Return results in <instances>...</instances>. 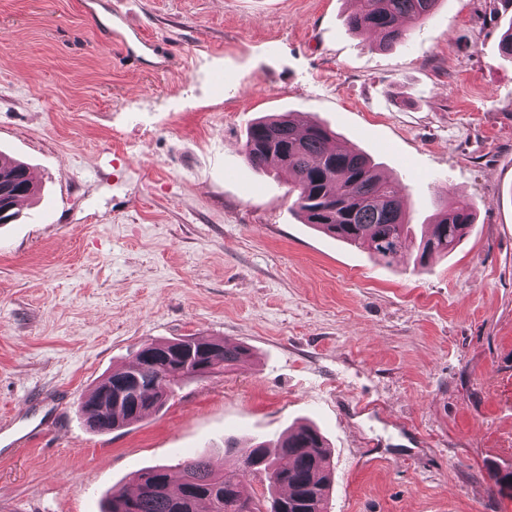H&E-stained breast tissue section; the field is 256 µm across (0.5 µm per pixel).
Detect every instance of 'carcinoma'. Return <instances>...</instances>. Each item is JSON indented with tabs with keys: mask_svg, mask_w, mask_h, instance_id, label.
Wrapping results in <instances>:
<instances>
[{
	"mask_svg": "<svg viewBox=\"0 0 512 512\" xmlns=\"http://www.w3.org/2000/svg\"><path fill=\"white\" fill-rule=\"evenodd\" d=\"M439 0H358L347 26L359 36H375L391 47L406 38L402 22L421 23ZM245 161L253 168L284 175L297 191L295 205L304 223L351 246L367 250L376 263L390 267L414 244L413 264L423 267L434 254L446 255L470 232L473 203L450 197L430 231L415 237L404 210L402 185L380 173L364 153L336 143L317 122L303 123L292 112L256 119L247 130ZM36 192L27 165L0 154V224L9 223L16 206ZM155 356L147 365L144 357ZM137 361L112 370L82 397L79 408L87 426L110 432L160 410L188 380L222 373L249 360L251 352L209 336L148 343ZM261 441L241 450L225 442L228 459L217 465L201 453L179 464L173 484L166 466L132 474V485L112 491L105 512H236L250 502L255 512H325L333 482L331 450L312 426L285 432L275 443ZM264 475L268 506L262 507L240 473Z\"/></svg>",
	"mask_w": 512,
	"mask_h": 512,
	"instance_id": "1",
	"label": "carcinoma"
}]
</instances>
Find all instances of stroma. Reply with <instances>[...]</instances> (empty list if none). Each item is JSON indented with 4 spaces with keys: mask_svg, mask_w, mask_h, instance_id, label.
I'll return each mask as SVG.
<instances>
[{
    "mask_svg": "<svg viewBox=\"0 0 512 512\" xmlns=\"http://www.w3.org/2000/svg\"><path fill=\"white\" fill-rule=\"evenodd\" d=\"M353 0H131V62L82 0H0V152L40 192L0 224V512H103L133 471L312 424L327 512H512V0H440L404 42ZM297 112L399 179L416 231L473 202L448 255L376 264L252 168L249 125ZM210 336L236 370L109 433L80 398L142 345ZM375 402L372 412L362 401Z\"/></svg>",
    "mask_w": 512,
    "mask_h": 512,
    "instance_id": "stroma-1",
    "label": "stroma"
}]
</instances>
